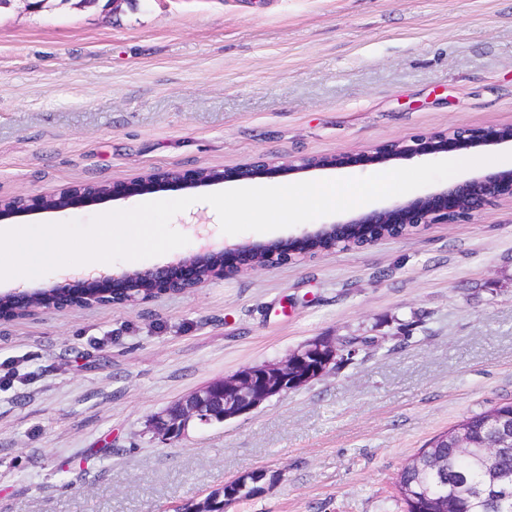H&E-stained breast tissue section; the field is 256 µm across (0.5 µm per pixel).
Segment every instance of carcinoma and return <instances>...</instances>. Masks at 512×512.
I'll return each instance as SVG.
<instances>
[{"label":"carcinoma","instance_id":"1","mask_svg":"<svg viewBox=\"0 0 512 512\" xmlns=\"http://www.w3.org/2000/svg\"><path fill=\"white\" fill-rule=\"evenodd\" d=\"M486 412L463 419L474 439H486ZM458 426L434 437L400 471L396 489L404 512H512V448L486 464L484 448H454Z\"/></svg>","mask_w":512,"mask_h":512}]
</instances>
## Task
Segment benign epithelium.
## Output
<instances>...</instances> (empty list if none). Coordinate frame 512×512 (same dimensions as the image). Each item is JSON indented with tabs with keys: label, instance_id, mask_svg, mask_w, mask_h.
Wrapping results in <instances>:
<instances>
[{
	"label": "benign epithelium",
	"instance_id": "obj_1",
	"mask_svg": "<svg viewBox=\"0 0 512 512\" xmlns=\"http://www.w3.org/2000/svg\"><path fill=\"white\" fill-rule=\"evenodd\" d=\"M508 142L512 143L511 128L458 127L422 135L408 143L391 142L359 153L285 161H273L259 155L230 169L150 171L106 184H82L36 196L1 198L0 220L34 211L66 210L107 199H127L161 188L191 189L318 169L367 166L406 156L430 159L476 146ZM501 201L512 203V169L476 175L446 188L366 210L344 222L328 227L323 225L288 239L242 242L221 248L202 243L188 257L172 265L126 271L119 275L87 274L73 283L0 293V319L20 318L38 310L136 304L139 302L137 296L146 291L155 296L184 293L213 278L234 276L285 264L307 254L314 255L320 252L316 242L329 227L335 231L336 245L360 248L388 237L405 236L429 224H455ZM341 351L355 354V342L348 339L335 344L322 338L310 340L282 361L247 367L206 384L156 415L151 428L162 439L174 440L181 438L192 424L208 425L249 414L271 398L322 376L330 365L337 363ZM485 424L492 438L490 447H512V419L490 413ZM229 503L228 498L219 502L216 497L209 496L194 504L191 512H224Z\"/></svg>",
	"mask_w": 512,
	"mask_h": 512
}]
</instances>
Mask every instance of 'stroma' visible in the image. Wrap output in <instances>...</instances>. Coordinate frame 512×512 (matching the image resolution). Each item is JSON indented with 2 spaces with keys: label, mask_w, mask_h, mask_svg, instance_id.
<instances>
[{
  "label": "stroma",
  "mask_w": 512,
  "mask_h": 512,
  "mask_svg": "<svg viewBox=\"0 0 512 512\" xmlns=\"http://www.w3.org/2000/svg\"><path fill=\"white\" fill-rule=\"evenodd\" d=\"M512 125V0H20L0 10V196L150 170L368 151L456 126ZM417 157L275 185L355 178ZM172 227L224 234L203 195ZM141 197L22 216L88 222ZM366 344L250 414L164 441L150 419L305 342ZM512 401V204L365 248L214 279L143 304L0 322V512H181L226 481L276 480L226 512H402L396 481L431 439Z\"/></svg>",
  "instance_id": "obj_1"
}]
</instances>
